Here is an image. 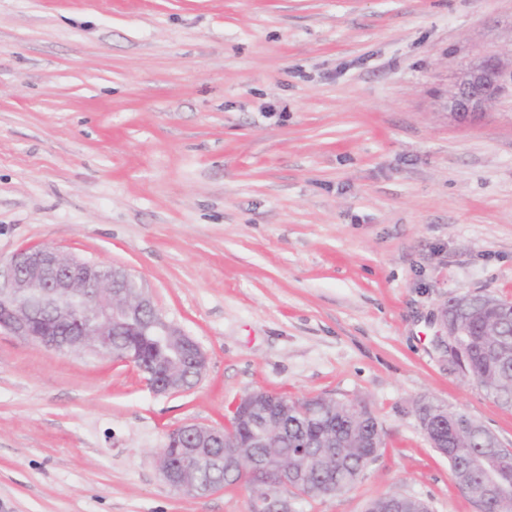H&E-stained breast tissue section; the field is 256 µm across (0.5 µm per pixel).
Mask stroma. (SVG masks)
I'll use <instances>...</instances> for the list:
<instances>
[{
	"label": "stroma",
	"instance_id": "stroma-1",
	"mask_svg": "<svg viewBox=\"0 0 512 512\" xmlns=\"http://www.w3.org/2000/svg\"><path fill=\"white\" fill-rule=\"evenodd\" d=\"M482 53L512 54V0H0V260L125 269L209 356L157 396L133 363L0 332V512H251L248 486L190 496L157 460L253 391L381 425L360 480L297 512H476L416 409L512 448V410L437 341L453 297L512 301V94L445 108Z\"/></svg>",
	"mask_w": 512,
	"mask_h": 512
}]
</instances>
